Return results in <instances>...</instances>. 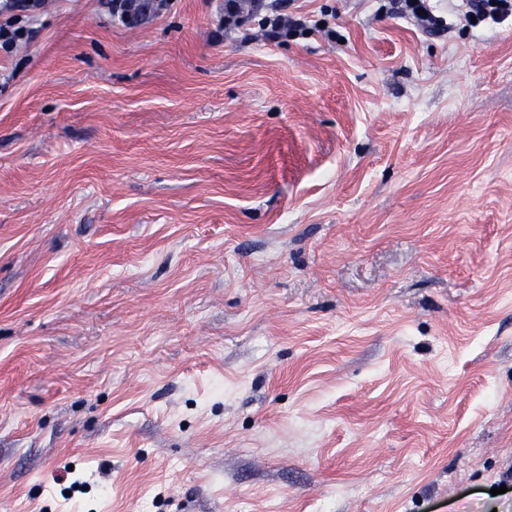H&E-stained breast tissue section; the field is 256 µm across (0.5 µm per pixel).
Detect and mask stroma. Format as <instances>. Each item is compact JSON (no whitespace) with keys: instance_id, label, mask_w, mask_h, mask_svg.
<instances>
[{"instance_id":"35a3bbf8","label":"stroma","mask_w":512,"mask_h":512,"mask_svg":"<svg viewBox=\"0 0 512 512\" xmlns=\"http://www.w3.org/2000/svg\"><path fill=\"white\" fill-rule=\"evenodd\" d=\"M387 2L0 53V512H512V24ZM391 9L404 17H412L422 23L423 27L438 29L443 26V19L433 13L430 0H391Z\"/></svg>"}]
</instances>
